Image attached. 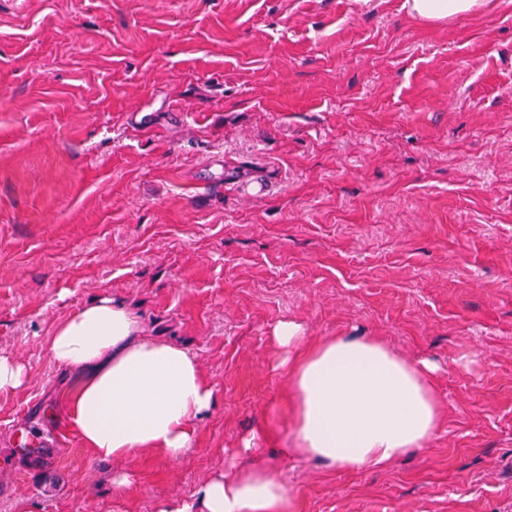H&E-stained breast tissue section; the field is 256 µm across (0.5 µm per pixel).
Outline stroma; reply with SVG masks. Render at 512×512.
I'll list each match as a JSON object with an SVG mask.
<instances>
[{
	"label": "stroma",
	"instance_id": "1",
	"mask_svg": "<svg viewBox=\"0 0 512 512\" xmlns=\"http://www.w3.org/2000/svg\"><path fill=\"white\" fill-rule=\"evenodd\" d=\"M403 3L0 0V512H160L254 458L294 512H512V0ZM107 296L217 391L180 460L42 416L49 337ZM283 321L431 361L438 435L383 469L282 456ZM484 0H405L404 8L418 19L439 22L448 18L479 12ZM25 378L26 371L22 364L0 355V391L19 387Z\"/></svg>",
	"mask_w": 512,
	"mask_h": 512
}]
</instances>
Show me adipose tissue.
Instances as JSON below:
<instances>
[{
    "mask_svg": "<svg viewBox=\"0 0 512 512\" xmlns=\"http://www.w3.org/2000/svg\"><path fill=\"white\" fill-rule=\"evenodd\" d=\"M485 0H404L418 19L439 22L479 12ZM283 356L295 453L356 472L383 468L427 446L443 412L434 365L405 359L373 336L312 341L284 321L274 330ZM72 381L60 395L66 419L100 459L150 450L177 460L192 447L195 422L216 391L196 356L150 338L129 306L102 297L62 321L48 347ZM284 482L267 464H249L203 483L195 500L162 512H289Z\"/></svg>",
    "mask_w": 512,
    "mask_h": 512,
    "instance_id": "adipose-tissue-1",
    "label": "adipose tissue"
}]
</instances>
